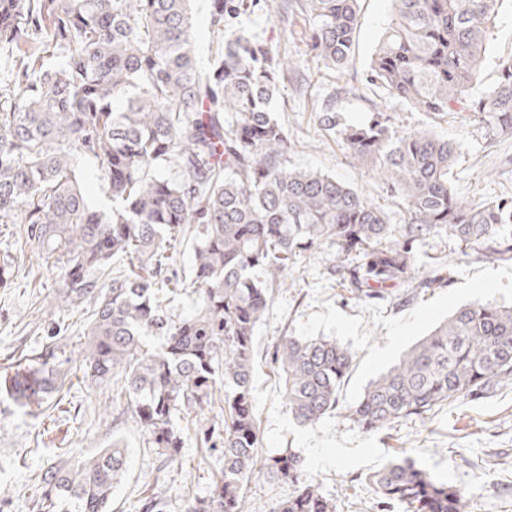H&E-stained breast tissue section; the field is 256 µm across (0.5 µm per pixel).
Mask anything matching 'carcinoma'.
Segmentation results:
<instances>
[{"label": "carcinoma", "instance_id": "1", "mask_svg": "<svg viewBox=\"0 0 512 512\" xmlns=\"http://www.w3.org/2000/svg\"><path fill=\"white\" fill-rule=\"evenodd\" d=\"M244 0H211L217 51L203 71L195 55L190 0H0V44L15 57L0 88V224L22 215L27 241L63 271L60 308H90L80 362L90 388L121 385L127 410L167 465L193 436L219 449L222 478L187 512H246L240 486L261 468L295 490L273 512H335L301 481L294 454L261 457L252 382L255 330L293 260L336 249L340 282L382 299L389 288L448 284L437 257L422 274L416 247L443 235L486 259L512 261V200L462 199L449 172L454 142L426 130L398 131L377 110L341 131L350 158L382 181L404 209L402 224L362 192L327 174L288 166V135L270 102L292 65L225 19ZM370 81L412 108L440 116L480 113L512 132V60L494 87L472 95L503 0H391ZM311 47L344 67L353 54L359 0H303ZM104 170L112 207L92 208L78 158ZM163 164L180 171L150 175ZM192 242L193 277L169 274L172 250ZM129 269L106 272L115 256ZM190 292L185 317L168 303ZM284 399L300 425L339 409L352 351L332 337L285 336L275 345ZM0 402L23 413L60 405L66 350L48 343L18 358ZM512 385V305L458 308L415 343L348 407L365 432L422 418L460 398ZM222 401L224 418L204 429L193 412ZM119 440L92 457L50 463L38 475L32 512H107L127 469ZM403 512H466L462 491L408 457L366 477ZM144 512H167L153 493Z\"/></svg>", "mask_w": 512, "mask_h": 512}]
</instances>
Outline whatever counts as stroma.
<instances>
[{
	"mask_svg": "<svg viewBox=\"0 0 512 512\" xmlns=\"http://www.w3.org/2000/svg\"><path fill=\"white\" fill-rule=\"evenodd\" d=\"M360 24L352 60L346 68L327 66L310 54V16L297 0H253L248 15L228 23L247 28L257 40L288 55L295 70L281 82L271 103L274 117L288 135V161L318 170L363 192L385 209L392 223L404 221L386 187L366 168L350 160L341 127L370 119L381 108L401 131L428 129L454 141L457 163L450 180L470 201L512 197V133L497 132L486 118L452 112L440 120L411 108L366 75L389 19L391 0H361ZM512 60V7L503 6L473 85L488 92L502 62ZM336 112V127L321 125L325 109ZM25 225L0 224V264L9 276L0 281V364L44 343L51 328L58 345L84 337L86 312L58 306L57 273L35 257ZM446 257L448 284L442 288H394L385 298H357L343 288L331 268L334 250L321 247L300 256L289 270L294 288L275 294L255 331L257 360L253 397L260 427V455L292 453L302 461L306 482L319 485L336 502V512H382L365 475L389 460L408 456L432 475L457 486L468 500L467 512H512V386L479 399H461L434 409L426 418L403 421L379 433H366L347 417V409L367 383L392 366L410 346L441 324L457 308L491 298L512 304V262L461 256L449 236L430 240L418 253L419 266L430 256ZM284 336H333L351 348L354 362L342 387L340 408L312 425L295 423L283 398L282 378L272 356ZM122 439L128 470L112 497V512H140L144 497L165 491L169 512H186L188 501L211 492L219 473L213 450L186 440L179 459H160L130 415L120 413L111 389L87 394L74 382L60 406L35 416L0 404V512H29L32 480L47 461H75ZM291 484L257 472L246 478L242 493L248 512H271L292 493Z\"/></svg>",
	"mask_w": 512,
	"mask_h": 512,
	"instance_id": "stroma-1",
	"label": "stroma"
}]
</instances>
